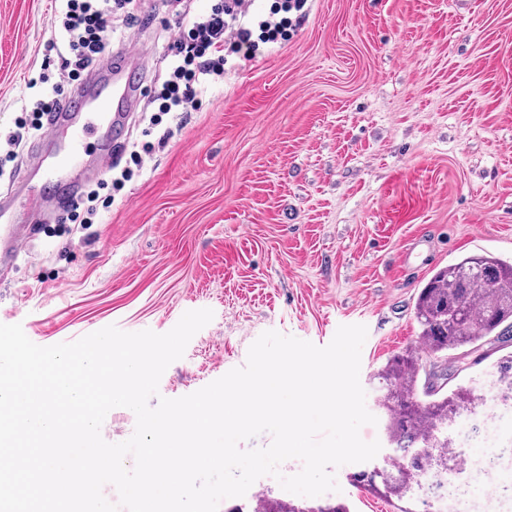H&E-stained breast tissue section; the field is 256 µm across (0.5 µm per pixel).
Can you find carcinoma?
Here are the masks:
<instances>
[{
  "mask_svg": "<svg viewBox=\"0 0 512 512\" xmlns=\"http://www.w3.org/2000/svg\"><path fill=\"white\" fill-rule=\"evenodd\" d=\"M413 316L421 350L393 355L374 376L385 436L404 452L403 463L395 470L375 467L356 475L362 486L399 502L398 512H416L411 491L422 486L428 473L447 474L448 423L456 421L461 409L476 415L484 404L483 393L473 387L447 391L433 382L427 362L490 336L504 342L512 339V264L480 254L438 269L419 291ZM493 368L502 398L512 400V352L498 358ZM251 512L353 510L344 501L303 506L267 498L254 503Z\"/></svg>",
  "mask_w": 512,
  "mask_h": 512,
  "instance_id": "1",
  "label": "carcinoma"
}]
</instances>
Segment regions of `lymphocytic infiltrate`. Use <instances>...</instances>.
I'll return each mask as SVG.
<instances>
[{
	"label": "lymphocytic infiltrate",
	"instance_id": "obj_1",
	"mask_svg": "<svg viewBox=\"0 0 512 512\" xmlns=\"http://www.w3.org/2000/svg\"><path fill=\"white\" fill-rule=\"evenodd\" d=\"M308 0H273L269 9L255 8L254 0H216L206 13L180 29L169 61V78L158 92V109L151 126L165 115L185 112L196 104L198 91L223 81L230 70L251 60L273 45L288 40L307 10ZM112 0H55L54 18L59 37L50 41L46 53L60 54L63 63L57 81L40 75L43 93L29 112L19 117L15 128L1 142L0 168L23 141L42 135L46 118L62 103L65 85L81 81L106 48L112 30Z\"/></svg>",
	"mask_w": 512,
	"mask_h": 512
}]
</instances>
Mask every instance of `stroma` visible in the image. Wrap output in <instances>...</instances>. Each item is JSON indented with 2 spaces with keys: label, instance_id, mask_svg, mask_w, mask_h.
<instances>
[{
  "label": "stroma",
  "instance_id": "1",
  "mask_svg": "<svg viewBox=\"0 0 512 512\" xmlns=\"http://www.w3.org/2000/svg\"><path fill=\"white\" fill-rule=\"evenodd\" d=\"M212 0H133L113 48L143 55L136 111L152 113L180 15ZM53 0H0V131L37 89L55 39ZM91 224L23 216L34 235L0 278V323L40 346L114 325L170 331L212 320L159 383L191 394L243 366L275 331L327 346L365 325L360 382L412 346L413 304L466 255L512 262V0H311L293 37L243 63ZM131 119L110 148L140 139ZM507 347L488 340L446 363L448 385L487 387ZM335 469L353 512H394Z\"/></svg>",
  "mask_w": 512,
  "mask_h": 512
}]
</instances>
